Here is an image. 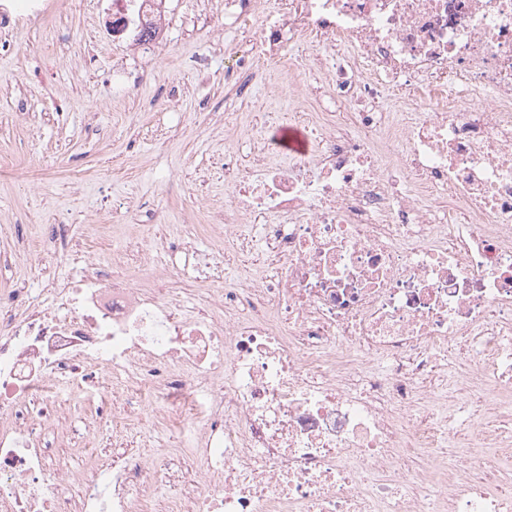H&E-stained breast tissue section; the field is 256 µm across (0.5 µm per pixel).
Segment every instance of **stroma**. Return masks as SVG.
Listing matches in <instances>:
<instances>
[{"instance_id":"35a3bbf8","label":"stroma","mask_w":512,"mask_h":512,"mask_svg":"<svg viewBox=\"0 0 512 512\" xmlns=\"http://www.w3.org/2000/svg\"><path fill=\"white\" fill-rule=\"evenodd\" d=\"M49 2L43 22L0 30L21 47L0 54V158L15 161L0 176V257L10 264L0 289L40 286L41 246L68 254L55 270L67 278L78 275L85 251L104 265L116 247L139 257L143 234L173 239L192 212L224 203V179L209 171L224 148V61H214L205 84L191 64L224 37L220 0H205L211 23L193 34L182 22L185 0H167L158 53L114 36L109 11L91 25L77 0ZM116 64L128 69L120 86ZM118 199L139 206L134 222L113 223ZM60 222L72 224V237L50 241V225ZM49 439L54 456L79 469L111 448L112 424L63 409Z\"/></svg>"}]
</instances>
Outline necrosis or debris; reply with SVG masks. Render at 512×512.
<instances>
[{
    "label": "necrosis or debris",
    "mask_w": 512,
    "mask_h": 512,
    "mask_svg": "<svg viewBox=\"0 0 512 512\" xmlns=\"http://www.w3.org/2000/svg\"><path fill=\"white\" fill-rule=\"evenodd\" d=\"M162 2L112 18L154 48ZM224 39L225 87L266 61L347 112L225 113L223 249L0 291V512H512V0H224ZM88 405L152 406L159 454L73 476L14 423ZM174 448L197 478L163 503Z\"/></svg>",
    "instance_id": "4bbe7bcc"
}]
</instances>
